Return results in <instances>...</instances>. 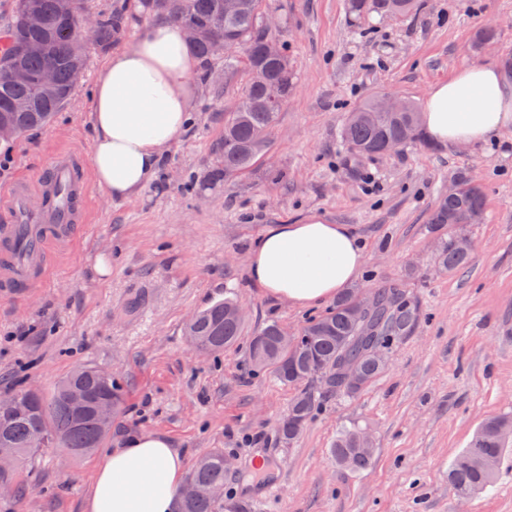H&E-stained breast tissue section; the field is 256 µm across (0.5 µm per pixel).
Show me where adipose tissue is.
Segmentation results:
<instances>
[{
    "label": "adipose tissue",
    "instance_id": "1",
    "mask_svg": "<svg viewBox=\"0 0 512 512\" xmlns=\"http://www.w3.org/2000/svg\"><path fill=\"white\" fill-rule=\"evenodd\" d=\"M196 68L185 30L165 18L150 22L133 47L106 60L90 100V162L109 197L134 198L156 178L166 149L190 126ZM423 125L441 144L497 139L512 129V82L492 62L466 67L430 89ZM365 260L348 225L312 214L297 224L270 225L247 271L265 294L307 307L342 292ZM184 476V459L166 435L130 434L98 463L86 510L174 512Z\"/></svg>",
    "mask_w": 512,
    "mask_h": 512
}]
</instances>
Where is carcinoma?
Wrapping results in <instances>:
<instances>
[{"instance_id": "obj_1", "label": "carcinoma", "mask_w": 512, "mask_h": 512, "mask_svg": "<svg viewBox=\"0 0 512 512\" xmlns=\"http://www.w3.org/2000/svg\"><path fill=\"white\" fill-rule=\"evenodd\" d=\"M346 14L354 19L384 17L390 13L410 15L418 9V0H345ZM35 8L44 23L30 28L24 15ZM137 12L145 17L161 18L179 14L197 28L193 42L196 55L209 77L210 67L224 60V73L235 74L239 59L224 50L228 40L246 50L244 58L247 80L238 93L232 111L224 113V138L221 142V164L214 176L229 177L251 169L268 149L281 106L291 95L295 78L288 62V39H281V57L266 55L268 33L264 27V0H240L233 14L224 13V0H136ZM83 0H14L7 25V43L0 52V74L11 65L21 64L36 73L51 65L57 75L54 94H46L27 84L0 78V119L4 118L23 134L49 124L64 108L63 97L73 93L87 68V57L75 45L78 22L83 19ZM95 42L99 49L109 50L117 42L125 20L121 13L95 15ZM31 42L44 46L45 53L32 56L26 47ZM23 101L24 112H14L11 105ZM421 137L418 110L412 106L405 112H380L375 97H369L348 113L341 130L344 144L353 152L374 156L385 153L389 145L398 147ZM456 194L442 195L431 211L428 223L445 231L435 261L444 272L466 266L470 255L457 248V240L466 236L469 214L484 209L480 187L467 175L455 176ZM360 289L342 293L323 316L305 324L290 344L281 340L282 328L275 322L265 325L250 343L253 365L270 371L284 385L315 381L317 385L299 390L291 400L288 414L279 425V433L291 443L326 396L353 397L372 384L387 369L376 353L392 355L393 351L414 331L421 319L417 302L410 299L400 284H389L368 290L371 304L363 316L353 317ZM236 301L215 302L197 312L196 319L186 325L185 333L197 348L218 353L233 344L240 333L242 319L229 314ZM358 366L361 383L348 390L338 380V361ZM85 390L90 398L87 410L78 416L69 404V393ZM26 405L22 412L0 407V448H13L19 459H26L43 448H62L72 457H85L100 447L109 432L99 428L95 404L102 398L112 399L123 411L121 385L113 378H102L92 365L74 368L62 377L53 392L27 391L17 394ZM512 424V415L487 419L468 448L458 455L448 470V481L461 497H470L491 483L495 466L506 453L512 440L502 435L501 427ZM375 446L362 439V429L345 427L336 436L331 453L336 462L351 471L370 467L375 459ZM189 479L202 484L224 485V451L214 450L197 460ZM216 501L201 497L179 498L176 512H218Z\"/></svg>"}]
</instances>
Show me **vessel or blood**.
<instances>
[{
  "label": "vessel or blood",
  "instance_id": "obj_1",
  "mask_svg": "<svg viewBox=\"0 0 512 512\" xmlns=\"http://www.w3.org/2000/svg\"><path fill=\"white\" fill-rule=\"evenodd\" d=\"M4 198L12 221L0 225V289L22 294L47 281L56 249L72 244L87 221L85 162L72 151L55 152L40 177L14 183Z\"/></svg>",
  "mask_w": 512,
  "mask_h": 512
}]
</instances>
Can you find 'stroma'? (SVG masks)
Instances as JSON below:
<instances>
[{"label":"stroma","instance_id":"stroma-1","mask_svg":"<svg viewBox=\"0 0 512 512\" xmlns=\"http://www.w3.org/2000/svg\"><path fill=\"white\" fill-rule=\"evenodd\" d=\"M268 8L288 35L296 75L268 151L232 182L210 179L224 114L247 76L241 67L225 78L215 62L191 89V126L156 182L131 201L92 186L90 220L53 278L22 296L0 292V397L51 389L80 364L104 369L125 405L105 450L134 430L167 435L189 467L223 450V501L249 512H512V454L481 494L460 497L448 482L481 422L512 414V130L496 144L425 137L374 158L340 141L348 112L368 96L420 104L434 84L481 62L512 74V0H422L417 14L359 23L344 0ZM485 27L496 37L475 49ZM87 56L71 105L49 126L0 141V191L38 177L56 149L89 155L90 99L107 55L92 46ZM461 172L480 185L484 218L468 230L469 264L445 273L428 218ZM313 213L363 241L355 286L402 284L422 317L371 387L326 399L287 444L278 426L297 389L252 371L249 342L269 322L295 334L328 306L274 300L249 283L247 265L267 226ZM100 259L109 277L96 273ZM227 298L243 310L238 341L198 352L184 333L188 318ZM351 423L376 446L360 473L330 452ZM99 458L46 448L22 460L0 490V512H86Z\"/></svg>","mask_w":512,"mask_h":512}]
</instances>
